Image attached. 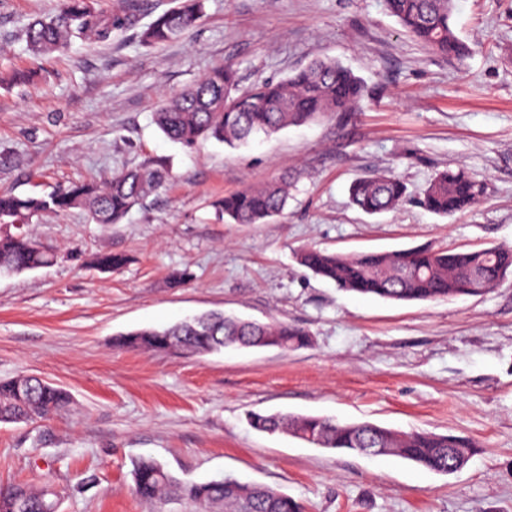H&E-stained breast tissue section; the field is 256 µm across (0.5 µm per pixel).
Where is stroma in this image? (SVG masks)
<instances>
[{"label":"stroma","mask_w":512,"mask_h":512,"mask_svg":"<svg viewBox=\"0 0 512 512\" xmlns=\"http://www.w3.org/2000/svg\"><path fill=\"white\" fill-rule=\"evenodd\" d=\"M133 7L131 24L95 47L37 57L23 31L59 0H0V192L45 195L104 183L163 158L175 178L117 224L80 210L32 218L54 255L0 278V378L33 375L69 392L68 411L0 422V487L53 482L59 512H152L134 494V461L205 482L271 486L301 512H512V279L434 302L343 292L301 267V247L355 254L415 246L512 245V0H456L462 60L402 32L383 0H206L205 16L156 48L143 28L178 0H92ZM318 55L368 93L360 108L231 148L188 149L153 114L212 68L233 63L247 90ZM465 167L487 191L452 220L419 200L439 171ZM289 172L283 212L227 224L213 204ZM392 173L395 211L364 214L348 187ZM125 254L104 272L98 253ZM221 311L305 328L307 346L217 354L127 350L121 334ZM374 422L478 443L438 474L395 456L316 448L251 429L247 412ZM92 475L81 490L76 473Z\"/></svg>","instance_id":"35a3bbf8"}]
</instances>
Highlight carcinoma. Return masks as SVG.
<instances>
[{
    "label": "carcinoma",
    "instance_id": "carcinoma-1",
    "mask_svg": "<svg viewBox=\"0 0 512 512\" xmlns=\"http://www.w3.org/2000/svg\"><path fill=\"white\" fill-rule=\"evenodd\" d=\"M403 31L425 47L446 57L461 59L467 45L455 33L454 0H384ZM205 0H179V6L158 16L144 28L140 42L147 48L179 37L202 20ZM128 18L120 13L95 10L89 0H61L50 17L35 19L24 38L36 55L65 51L79 40L98 45L112 40ZM366 88L350 69L332 58H317L306 68L249 90L238 88L237 70L227 62L210 70L195 85L167 100L155 112V123L165 136L192 148L215 139L229 146L247 144L254 137L270 136L342 112L353 111ZM172 177L161 159L150 160L112 177L104 186L93 183L60 187L43 196L0 193V226L18 231L0 234V277L44 267L53 255L24 229L29 220L45 213L72 209L85 212L95 224H117L129 211L156 193ZM290 182L283 175L269 183L251 186L215 203L224 220L233 224H260L285 208ZM485 193L483 182L463 167L443 170L427 186L421 204L440 217L472 210ZM353 205L367 214L396 209L406 199V187L397 177L374 174L355 179L349 188ZM298 263L313 274L335 283L342 291L397 302H431L459 296L481 295L512 276V247L449 252L415 247L390 252L343 254L305 247ZM102 270L125 263L121 254L101 253L95 259ZM309 334L281 321L258 323L215 313L182 321L163 329L128 333L117 345L153 351L176 350L188 355L219 352L229 346L278 347L305 345ZM70 396L62 388L37 377L17 375L0 380V421H36L68 409ZM249 425L260 432L287 431L304 442L343 453L362 454L372 448L433 472L448 467V449L457 448L466 463L478 445L463 437L431 432H402L370 422L341 423L305 416L265 415L250 412ZM136 495L162 507L170 498H182L199 512H300L298 503L279 491L226 476L198 483L180 480L151 459L133 463ZM59 491L50 482L40 486L16 484L0 490V512H57Z\"/></svg>",
    "mask_w": 512,
    "mask_h": 512
}]
</instances>
